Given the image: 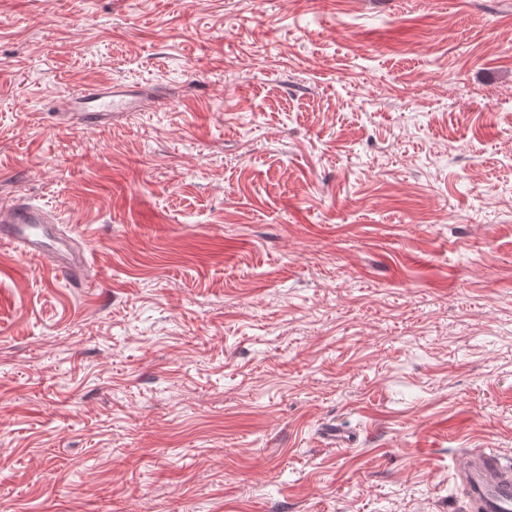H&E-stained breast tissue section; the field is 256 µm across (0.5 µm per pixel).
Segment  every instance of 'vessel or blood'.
Listing matches in <instances>:
<instances>
[{
    "mask_svg": "<svg viewBox=\"0 0 512 512\" xmlns=\"http://www.w3.org/2000/svg\"><path fill=\"white\" fill-rule=\"evenodd\" d=\"M152 101L143 87L109 82L77 92H65L53 103L60 119L71 125L100 126L117 114L145 112ZM0 247L26 260L50 266L69 283L80 280L82 259L68 249V239L50 215L27 200L0 205ZM458 476L464 484L472 512H512V461L493 448L471 449Z\"/></svg>",
    "mask_w": 512,
    "mask_h": 512,
    "instance_id": "obj_1",
    "label": "vessel or blood"
}]
</instances>
